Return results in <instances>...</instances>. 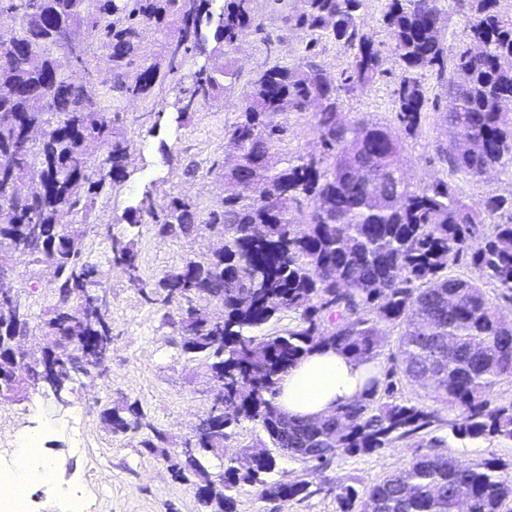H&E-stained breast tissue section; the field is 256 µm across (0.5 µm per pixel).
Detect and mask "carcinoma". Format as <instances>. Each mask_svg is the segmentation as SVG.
I'll return each instance as SVG.
<instances>
[{"instance_id":"cac0c4a2","label":"carcinoma","mask_w":512,"mask_h":512,"mask_svg":"<svg viewBox=\"0 0 512 512\" xmlns=\"http://www.w3.org/2000/svg\"><path fill=\"white\" fill-rule=\"evenodd\" d=\"M0 0V21L17 24V38L0 47V265L46 267L59 280L58 301L42 320L59 348L51 381L71 390L72 372L104 362L112 340L108 309L86 305L97 270L66 245L85 235L96 198L124 181L126 139L102 106L101 92L146 100L178 73L192 52L205 57L183 98L180 114L234 88L240 73L233 54L249 36L283 41L297 30L311 36L293 67L278 63L247 81L238 120L224 134V188L206 224L221 227L224 250L187 260L156 282L169 301L197 297L222 307L181 309L185 352L203 359L219 383L216 403L202 421L189 454L160 447L165 433L143 420L135 403L108 408L109 431L142 432L141 447L160 453L175 477L192 483L200 506L233 512L235 491L246 484L261 498L305 499L311 482L269 481L277 459L289 456L318 471L337 455L370 454L419 438L418 450L395 474L361 490L332 480L340 512H512V461L492 457L463 462L450 441L512 447V399L497 397L512 383V317L494 298L512 301V193L495 191L470 203L450 181L415 189L400 155L421 127L427 98L423 79L447 89L442 120L456 132L435 154L452 174L483 181L486 173L512 176V15L501 0H387L381 24L392 37L398 65L394 123L348 119L344 99L365 91L384 73L382 50L360 22L364 0H300L282 15L276 35L255 13L254 0ZM470 12L465 45L448 56V10ZM83 28L91 41L76 63L103 48L111 67L99 83L75 85L57 72V31ZM165 39L161 59L146 54L145 33ZM333 38L350 51L340 76L328 74L319 40ZM138 66L134 81L129 68ZM314 100L317 155L282 159L276 151L287 127L267 121L277 112H306ZM97 143L104 152L92 162ZM141 211L161 235H187L200 224L196 205L178 196L146 199ZM116 260L138 271L133 246L112 240ZM466 261L474 275L451 269ZM494 290L496 297L489 295ZM285 310L299 315L283 334L254 332ZM396 351L380 362L388 330ZM320 347L333 348L377 372L356 399L313 420L281 417L279 383ZM22 382L40 387L44 368L20 365ZM424 391L413 403L404 386ZM246 420L265 434L243 448L251 471L228 462L221 482L198 454L217 453L230 428ZM446 424L448 436L433 435Z\"/></svg>"}]
</instances>
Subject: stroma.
<instances>
[{
  "instance_id": "35a3bbf8",
  "label": "stroma",
  "mask_w": 512,
  "mask_h": 512,
  "mask_svg": "<svg viewBox=\"0 0 512 512\" xmlns=\"http://www.w3.org/2000/svg\"><path fill=\"white\" fill-rule=\"evenodd\" d=\"M384 6L385 0H367L362 19L387 53L386 73L363 94L347 99L344 110L356 118L389 124L395 112L396 64L388 54L392 38L380 22ZM308 41L305 32L299 31L269 49L259 37H250L234 55L241 83L183 116L178 109L184 90L192 85L202 64L201 57L194 55L187 56L179 74L156 90L150 102L113 101L127 139L129 175L98 197L81 244L84 261L97 268L112 321L106 373L79 377L71 385L66 406L38 388L18 399L0 395V455L10 453L15 437L33 434L40 436L42 453L54 467L56 484L32 490L36 512H62L63 496L74 484L83 486L95 512H201L194 486L176 479L162 457L141 448L140 434L110 432L100 414L106 408L135 402L146 421L166 432L169 451H179L192 438L213 404L214 383L203 362L183 350L176 305L155 300L152 288L164 270L208 254L217 246L219 234L217 229L202 226L180 237H162L154 225L132 224L128 218L145 199L160 204L173 196L192 201L201 215H208L220 193L210 171L224 161V133L238 119L244 81L275 63L294 65L305 54ZM274 121L288 128L278 145L282 158L319 152L310 114L291 112L275 116ZM449 139L437 110L428 109L418 136L405 142L402 152L413 187L449 176L434 151L437 143ZM452 179L467 200L491 190L512 191V180L504 176L481 182L461 175ZM115 237L132 243L138 279H129L114 265L111 240ZM12 276L31 306L27 349L40 354L44 345L40 322L56 302V283L49 272L32 278L20 265ZM77 427L85 439L80 450L73 447L72 432ZM263 437L259 426L241 422L226 441L224 453L205 454L201 462L212 478H219L229 456ZM414 453V441L407 440L373 454H342L322 473L300 460L281 457L273 479L308 480L314 495L270 502L261 499L255 488L245 486L235 495L236 512H339L336 493L328 485L330 478L342 476L363 488L403 467Z\"/></svg>"
}]
</instances>
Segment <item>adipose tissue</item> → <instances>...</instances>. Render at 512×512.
Returning a JSON list of instances; mask_svg holds the SVG:
<instances>
[{
  "mask_svg": "<svg viewBox=\"0 0 512 512\" xmlns=\"http://www.w3.org/2000/svg\"><path fill=\"white\" fill-rule=\"evenodd\" d=\"M367 370V365L334 350H318L284 376L277 402L289 415L300 418L328 413L362 393Z\"/></svg>",
  "mask_w": 512,
  "mask_h": 512,
  "instance_id": "adipose-tissue-1",
  "label": "adipose tissue"
}]
</instances>
